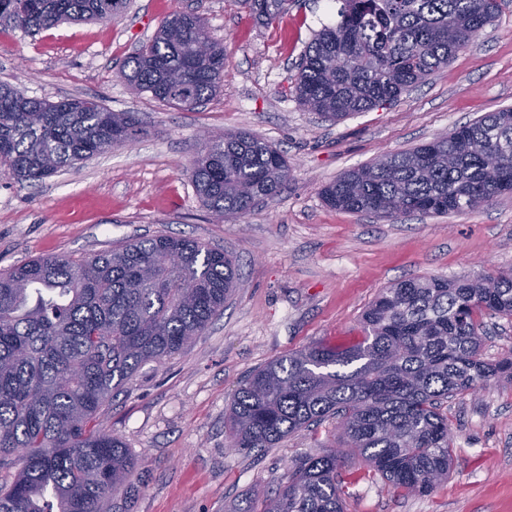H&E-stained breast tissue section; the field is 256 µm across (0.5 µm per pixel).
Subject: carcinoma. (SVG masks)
Segmentation results:
<instances>
[{
    "label": "carcinoma",
    "mask_w": 512,
    "mask_h": 512,
    "mask_svg": "<svg viewBox=\"0 0 512 512\" xmlns=\"http://www.w3.org/2000/svg\"><path fill=\"white\" fill-rule=\"evenodd\" d=\"M271 25L288 0H235ZM126 0H0V25L30 33L65 21L112 19ZM497 0H342L298 65L303 107L339 121L393 102L467 48L496 16ZM210 46L197 58L198 43ZM137 92L190 107L221 87L224 45L191 13L167 18L118 72ZM144 133L135 112L94 99L30 98L0 83V166L39 182ZM191 178L219 219L277 196L288 161L265 140L230 131L211 140ZM512 193V108L447 136L387 154L323 186L326 205L392 220L447 215ZM179 265H169L171 258ZM233 258L196 239L156 236L91 259L38 257L0 273V512H106L137 462L93 425L148 360L188 348L237 285ZM512 317V276L412 278L363 312V340L312 344L252 371L224 417L229 447L273 448L292 433L341 418L348 454L395 490L425 495L448 481L452 434L442 405L492 378L512 379V357L485 362L477 313ZM342 454L300 460L249 512H344Z\"/></svg>",
    "instance_id": "obj_1"
}]
</instances>
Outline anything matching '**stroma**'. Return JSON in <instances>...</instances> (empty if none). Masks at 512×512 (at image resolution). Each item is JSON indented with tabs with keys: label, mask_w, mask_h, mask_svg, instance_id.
<instances>
[{
	"label": "stroma",
	"mask_w": 512,
	"mask_h": 512,
	"mask_svg": "<svg viewBox=\"0 0 512 512\" xmlns=\"http://www.w3.org/2000/svg\"><path fill=\"white\" fill-rule=\"evenodd\" d=\"M337 9L336 0H289L265 26L235 0H129L104 22L35 35L0 26V82L37 99H96L137 113L146 129L135 144L37 184L0 168V271L35 256L90 258L157 235L202 241L238 264L223 313L183 353L143 363L101 414L139 462L113 495V512H242L255 491L275 490L296 459L339 445L330 420L261 452L229 449L224 414L248 374L314 342L360 341L364 310L394 283L512 273V195L473 211L391 221L330 208L320 196L381 154L512 107V0L397 102L336 122L304 109L293 86L308 43ZM190 10L224 45L220 91L195 108L133 91L117 75L123 60L163 18ZM227 130L275 145L289 170L278 197L221 221L201 206L191 169L204 136ZM477 321L484 360L512 356V319L482 313ZM443 411L454 447L447 483L406 496L350 457L338 476L346 512H512V382L490 380Z\"/></svg>",
	"instance_id": "35a3bbf8"
}]
</instances>
